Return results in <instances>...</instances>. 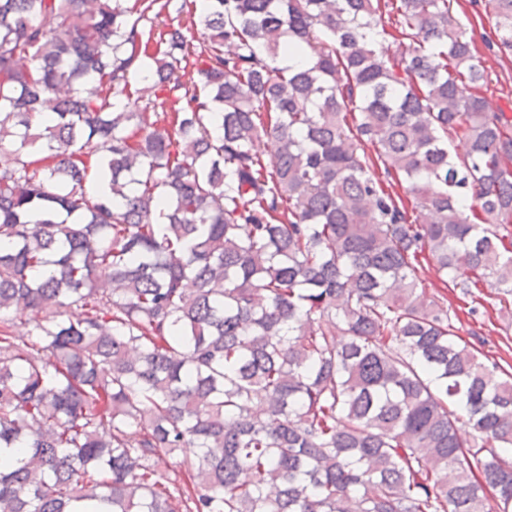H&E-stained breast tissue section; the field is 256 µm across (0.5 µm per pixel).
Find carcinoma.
Listing matches in <instances>:
<instances>
[{"label":"carcinoma","instance_id":"1","mask_svg":"<svg viewBox=\"0 0 512 512\" xmlns=\"http://www.w3.org/2000/svg\"><path fill=\"white\" fill-rule=\"evenodd\" d=\"M171 2L0 0V512H512V374L419 290L512 312V120L456 0H207L197 47L140 26ZM421 280L422 281L419 287L423 288L428 297H436L442 295L443 293H447L448 304L450 302L453 308H463L467 311L468 305H465V303L458 298L461 297L459 291L455 290L452 292L450 288H446V286L440 280L439 276L436 275L433 271L422 275ZM196 448H182L180 452L171 454L165 448H158L154 460L163 472L174 476L183 470V462L186 459H194Z\"/></svg>","mask_w":512,"mask_h":512}]
</instances>
